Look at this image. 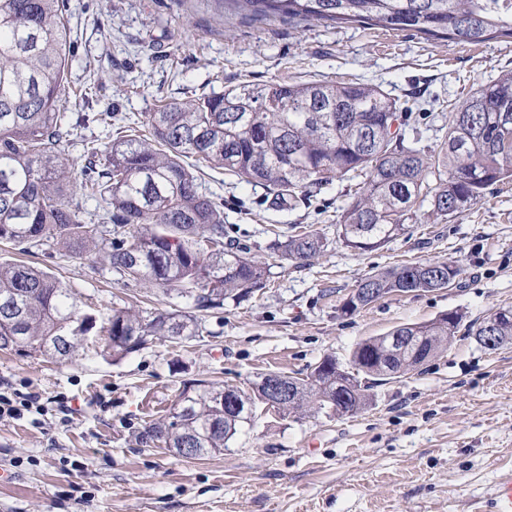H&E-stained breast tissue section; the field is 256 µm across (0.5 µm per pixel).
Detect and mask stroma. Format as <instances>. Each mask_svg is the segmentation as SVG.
<instances>
[{
	"label": "stroma",
	"instance_id": "1",
	"mask_svg": "<svg viewBox=\"0 0 512 512\" xmlns=\"http://www.w3.org/2000/svg\"><path fill=\"white\" fill-rule=\"evenodd\" d=\"M221 11L217 0H67L75 43L67 79L96 86L89 111L108 105L135 120L162 100L241 85L372 83L398 102L419 101L400 130L420 127L432 146L455 105L512 71L508 39L451 45L412 31ZM204 178L224 199L225 223L239 225L252 257L270 265L266 288L203 314L200 336L118 362L94 346L72 364L0 351V394L31 392L46 409L0 419V512H481L498 477L512 471V344L489 351L456 337L416 372L377 384L353 414L282 418L257 405L251 427L221 455L185 459L138 446L132 434L200 380L245 390L262 372L302 378L327 356L348 363L361 339L402 324L512 309V183L489 186L452 220L421 208L404 234L358 251L336 234L352 182L277 210L262 186L221 169ZM294 224L328 240L301 267L270 250ZM32 261L102 318L131 303L169 306L63 250ZM425 261L459 266L461 286L339 311L364 275Z\"/></svg>",
	"mask_w": 512,
	"mask_h": 512
}]
</instances>
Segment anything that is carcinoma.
<instances>
[{
    "instance_id": "cac0c4a2",
    "label": "carcinoma",
    "mask_w": 512,
    "mask_h": 512,
    "mask_svg": "<svg viewBox=\"0 0 512 512\" xmlns=\"http://www.w3.org/2000/svg\"><path fill=\"white\" fill-rule=\"evenodd\" d=\"M224 12L252 18L357 24L413 30L453 44L512 39V0H220ZM64 0H0V242L23 253L54 243L120 276L126 285L184 305L143 315L112 310L102 323L55 276L14 261L0 262V350L22 357L69 362L89 337L102 341L114 361L156 341L177 343L200 335L199 314L239 303L265 288L270 268L250 257V247L224 223V202L202 185L198 171L223 169L264 186L270 207L306 205L333 181L364 176L342 207L339 238L355 250L377 249L404 233L406 221L428 202L447 219L462 214L483 190L512 181V72L476 88L448 112V130L435 149L394 137L400 105L381 87L361 82H270L161 104L148 113L149 136L131 135L128 117L106 106L93 115L68 112L63 103L88 102L68 86L73 52ZM115 135L86 144L80 170L82 195L98 200L86 217L82 202L67 196L75 168L63 157L70 137L88 122ZM194 158V164L185 159ZM325 242L315 230L293 231L273 243L281 260L304 264ZM445 273L453 284L462 270L446 262H417L367 275L360 281L381 298L397 292L432 291L429 276ZM482 320L463 322L443 314L423 324L394 328L416 337L403 355L407 372L446 352L456 333L481 347ZM387 337L357 343L346 368L333 358L304 378H291L292 400L276 408L290 414H330L345 393V412L369 402L370 382L388 377L381 355ZM246 392L200 380L182 390L167 416L134 436L151 438L177 456L222 453L253 416L249 405L262 391Z\"/></svg>"
}]
</instances>
